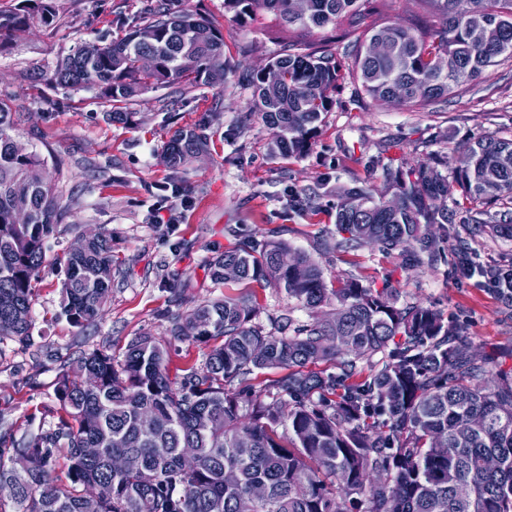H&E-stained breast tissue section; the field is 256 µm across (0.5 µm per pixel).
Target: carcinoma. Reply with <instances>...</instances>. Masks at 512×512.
Segmentation results:
<instances>
[{"mask_svg":"<svg viewBox=\"0 0 512 512\" xmlns=\"http://www.w3.org/2000/svg\"><path fill=\"white\" fill-rule=\"evenodd\" d=\"M21 0L0 10V49L34 18L56 23L55 6L33 9ZM408 24L367 18L373 0H311L306 17L290 0H224L248 23L262 16L287 34L282 52L251 81L255 112L275 131L271 151L306 154L331 93L347 80L375 101L399 98L420 109L446 100L500 61L512 59V0H412ZM339 28L349 39L352 65L335 49L303 38ZM379 41L374 59L367 44ZM233 66L224 57V33L209 17L178 12L160 2L124 35L105 44L82 43L38 72L51 87L96 89L112 106L106 119L127 117L141 92L224 84ZM207 123L178 130L163 150L179 170L205 151ZM15 113L0 98V340L30 341L31 296L46 262L48 242L70 213L57 177L36 151L14 148ZM388 200L365 184L345 189L336 206V233L321 250L375 247L399 251L412 267H448L475 273L512 306V268L486 265L459 241L448 253V226L466 213L465 234L512 240V139L482 136L470 142L448 177L428 163L382 165ZM459 192L451 208L440 205ZM316 195L290 190L288 207L307 209ZM214 257L216 285L267 281L284 289L294 308L255 322L252 295L207 300L188 313H170L166 333L208 346L203 363L171 377L163 338L133 337L122 359L101 345L62 367L54 384L60 416L54 427L17 440L0 434V512H512V370L472 350L465 326L432 305H397L388 285L356 279L338 286L308 253L286 242L243 235ZM62 273L57 317L74 327L94 323L112 294V236L101 232L83 251L55 258ZM332 308L336 320L321 318ZM199 322L186 337L182 325ZM336 363V372L308 369ZM279 370L265 395L249 385L256 370ZM84 448H96L92 456ZM196 451L191 468L181 449ZM233 469L237 480L224 482Z\"/></svg>","mask_w":512,"mask_h":512,"instance_id":"carcinoma-1","label":"carcinoma"}]
</instances>
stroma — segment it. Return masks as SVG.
I'll use <instances>...</instances> for the list:
<instances>
[{"mask_svg":"<svg viewBox=\"0 0 512 512\" xmlns=\"http://www.w3.org/2000/svg\"><path fill=\"white\" fill-rule=\"evenodd\" d=\"M151 0H54L57 23L16 33L0 49V95L19 112L17 140L63 163V197L71 213L53 243L60 253L88 228L111 234L117 269L112 295L100 319L78 328L59 319L60 276L47 265L34 292L28 346L0 341V431L15 436L50 427L54 382L63 364L102 344L120 350L134 336L160 337L168 311L188 312L215 298L252 293L267 322L284 309L297 320L283 289L266 282L213 284L209 260L235 246L226 232L236 226L254 237L273 236L305 251L328 281L354 278L389 285L399 303L433 305L466 326L480 351L512 369V307L503 305L480 278L455 279L443 270L406 265L400 252L371 247L323 253L317 243L335 232V205L343 188L367 183L386 192L379 161L410 165L438 162L451 174L465 146L483 135L512 139V65L488 69L448 101L424 109L378 102L354 83L333 94L312 146L300 158L272 155V132L253 112L248 80L277 54L282 33L270 22L243 24L224 0H174L176 9L203 12L224 32V55L236 65L223 88L202 87L170 97L159 88L133 98L123 123L104 120L110 106L96 90L32 88L33 70L51 66L77 44L106 40L119 21L142 13ZM206 123L207 151L179 171L163 162L166 143L183 127ZM175 181L194 199L169 237L157 233L151 207L158 184ZM318 196L316 206L292 213L288 190Z\"/></svg>","mask_w":512,"mask_h":512,"instance_id":"stroma-1","label":"stroma"}]
</instances>
